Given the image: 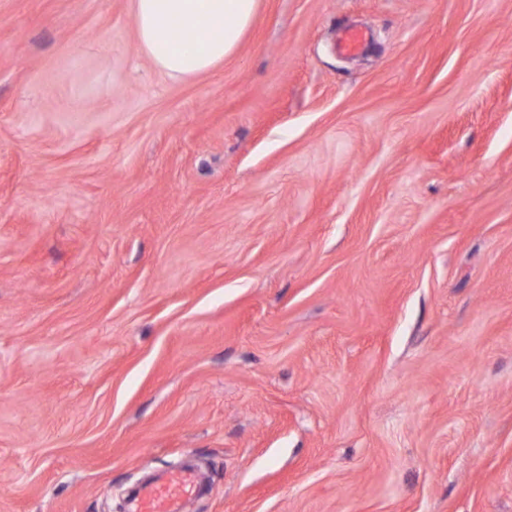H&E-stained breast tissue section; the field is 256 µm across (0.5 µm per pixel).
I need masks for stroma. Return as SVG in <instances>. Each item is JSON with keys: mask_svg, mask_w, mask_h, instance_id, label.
Returning a JSON list of instances; mask_svg holds the SVG:
<instances>
[{"mask_svg": "<svg viewBox=\"0 0 512 512\" xmlns=\"http://www.w3.org/2000/svg\"><path fill=\"white\" fill-rule=\"evenodd\" d=\"M361 28L353 57L336 39ZM512 512V0H0V512ZM259 0H132L136 39L172 77L208 73L232 58ZM196 485L193 471H170L161 482L143 490L132 512H181V502L194 493Z\"/></svg>", "mask_w": 512, "mask_h": 512, "instance_id": "stroma-1", "label": "stroma"}]
</instances>
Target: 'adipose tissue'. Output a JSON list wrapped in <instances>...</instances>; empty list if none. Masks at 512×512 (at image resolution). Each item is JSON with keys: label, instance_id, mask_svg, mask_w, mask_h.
Segmentation results:
<instances>
[{"label": "adipose tissue", "instance_id": "ef3b65f1", "mask_svg": "<svg viewBox=\"0 0 512 512\" xmlns=\"http://www.w3.org/2000/svg\"><path fill=\"white\" fill-rule=\"evenodd\" d=\"M132 7L138 45L154 66L192 77L235 55L258 0H132Z\"/></svg>", "mask_w": 512, "mask_h": 512}]
</instances>
